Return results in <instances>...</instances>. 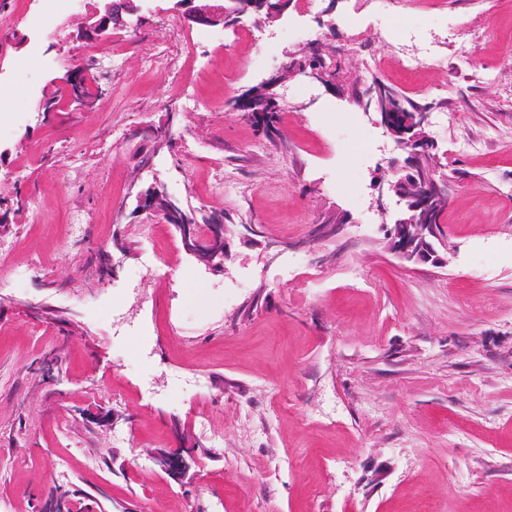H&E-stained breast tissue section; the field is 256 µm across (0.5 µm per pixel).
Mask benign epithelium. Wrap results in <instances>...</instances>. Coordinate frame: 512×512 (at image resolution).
Masks as SVG:
<instances>
[{
    "label": "benign epithelium",
    "instance_id": "7a95c632",
    "mask_svg": "<svg viewBox=\"0 0 512 512\" xmlns=\"http://www.w3.org/2000/svg\"><path fill=\"white\" fill-rule=\"evenodd\" d=\"M103 7L90 14L78 30V36L87 42L112 38L113 10L116 3L128 0H102ZM173 9L189 27H214L224 24V0H177ZM85 71L70 81L68 95L86 112L92 109V100L84 92ZM335 69L326 64H310L296 61L283 62L267 79L257 84L262 89H277L275 106L286 103L284 90L289 81L301 77L336 90ZM376 122L384 129L392 144L393 158L386 170L376 176L373 189L377 192L376 203L386 210L385 200L394 199L401 206L399 217L389 231L390 249L408 265H443L447 259L439 255L436 246L446 247L440 225L434 223L439 213L437 204L450 196V185L428 176L431 159H439L438 146L428 135L430 113L415 112L398 117L390 111L374 113ZM139 209L158 212L164 219L181 225L182 244L186 252L207 266L221 264V250L217 243L224 236V225L215 223L210 236L203 242L196 238L195 226L186 223L183 208L169 197L164 185L157 182L149 190L137 193ZM161 469L166 473H182L188 469L183 451L178 448L163 450L156 455Z\"/></svg>",
    "mask_w": 512,
    "mask_h": 512
}]
</instances>
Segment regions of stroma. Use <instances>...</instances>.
I'll list each match as a JSON object with an SVG mask.
<instances>
[{
	"label": "stroma",
	"instance_id": "obj_1",
	"mask_svg": "<svg viewBox=\"0 0 512 512\" xmlns=\"http://www.w3.org/2000/svg\"><path fill=\"white\" fill-rule=\"evenodd\" d=\"M130 3L90 44L71 22L100 0L55 22L0 0V512L66 490L88 512H512V0H308L233 31ZM347 16L357 30H328ZM403 27L439 40L438 61L404 70L387 46ZM331 34L349 79L437 104L446 266L390 251L398 207L373 190L390 144L363 112L300 79L281 139L230 109ZM107 49L83 111L68 80ZM145 124L172 146L141 171ZM157 181L223 214L222 270L139 211ZM154 232L158 269L132 292ZM169 448L186 474L155 463Z\"/></svg>",
	"mask_w": 512,
	"mask_h": 512
}]
</instances>
